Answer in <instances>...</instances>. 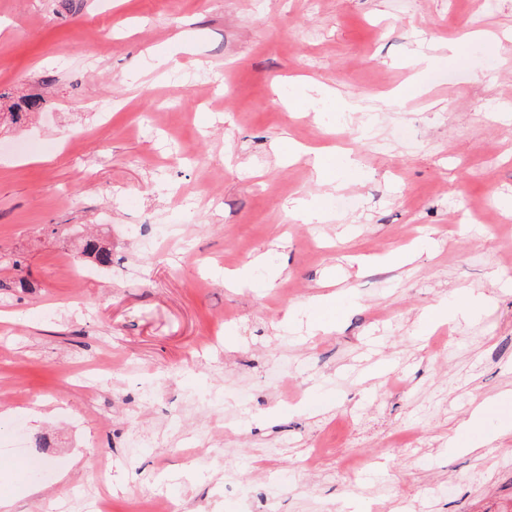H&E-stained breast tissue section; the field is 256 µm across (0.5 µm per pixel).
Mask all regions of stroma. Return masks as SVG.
Here are the masks:
<instances>
[{"mask_svg": "<svg viewBox=\"0 0 512 512\" xmlns=\"http://www.w3.org/2000/svg\"><path fill=\"white\" fill-rule=\"evenodd\" d=\"M1 20L0 113L39 102L0 123L14 512H512V403L489 446L449 445L512 395V0H0ZM331 146L355 171L326 184L309 152ZM89 233L112 264L70 277ZM328 293L335 329L308 330ZM508 401L509 397L483 401L475 409L470 418L457 427L451 438V444L458 449L469 451H476L482 448L488 441V435L483 430L485 414L494 407L502 406Z\"/></svg>", "mask_w": 512, "mask_h": 512, "instance_id": "1", "label": "stroma"}]
</instances>
